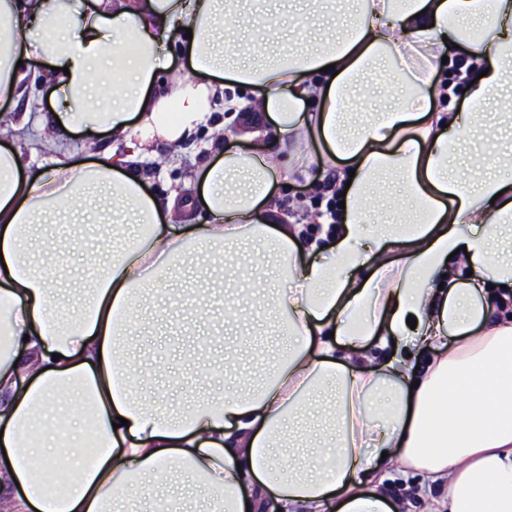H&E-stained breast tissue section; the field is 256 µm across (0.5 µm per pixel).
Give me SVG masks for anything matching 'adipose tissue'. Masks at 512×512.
<instances>
[{
  "instance_id": "adipose-tissue-1",
  "label": "adipose tissue",
  "mask_w": 512,
  "mask_h": 512,
  "mask_svg": "<svg viewBox=\"0 0 512 512\" xmlns=\"http://www.w3.org/2000/svg\"><path fill=\"white\" fill-rule=\"evenodd\" d=\"M288 0H0V100L18 60L53 67L63 108L52 120L111 133L107 159L49 155L28 172L21 144L0 147V499L10 512H131L180 478L205 512H393L390 466L444 485L448 512H512V146L457 164L461 141L512 136V0H354L344 30ZM191 37H182L183 29ZM193 76L171 68L168 39ZM464 55L454 68L442 58ZM386 71L382 112L348 110L362 80ZM249 89L280 143L235 144L197 169L201 199H170L167 224L134 162L237 112ZM335 172L344 207L315 231L273 224L277 189ZM407 209L388 212L390 189ZM130 216L88 254L90 291L57 300L59 271L27 255L45 215L92 198ZM251 242L275 260L271 308L290 344L254 391L213 392L171 414L144 401L122 347L142 301L187 257L210 256L226 289L224 329L259 313L237 289L267 292L224 254ZM498 293H491V285ZM416 317L409 327L408 317ZM431 351L425 370L415 355ZM125 425H117V418ZM99 450L66 459L83 438ZM287 451L288 462L274 463ZM63 471L40 480L33 461Z\"/></svg>"
}]
</instances>
